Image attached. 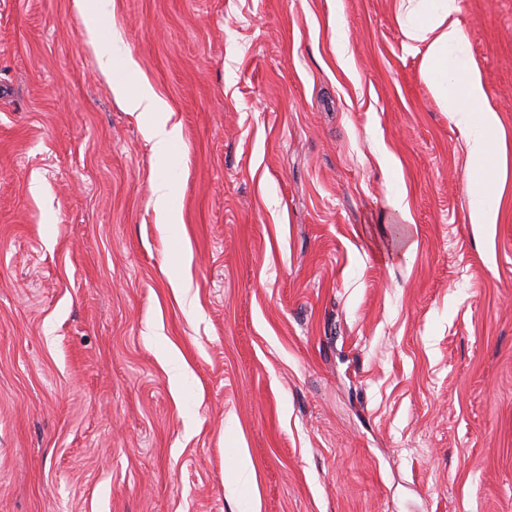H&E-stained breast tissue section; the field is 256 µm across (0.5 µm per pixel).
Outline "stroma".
<instances>
[{"mask_svg":"<svg viewBox=\"0 0 512 512\" xmlns=\"http://www.w3.org/2000/svg\"><path fill=\"white\" fill-rule=\"evenodd\" d=\"M458 6L491 225L400 0H0V512H512V0ZM101 63L107 70L122 68L126 72L125 80L114 87V92L123 96L129 112H140L152 116L146 126V133L159 156H166L180 139L178 124L171 122V111L164 100L153 89L133 75L127 58L117 53L112 41L101 50ZM174 194V187L166 180L156 182L152 188L154 208L161 222L165 224L176 223V217L171 209V199Z\"/></svg>","mask_w":512,"mask_h":512,"instance_id":"35a3bbf8","label":"stroma"}]
</instances>
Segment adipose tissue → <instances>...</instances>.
I'll list each match as a JSON object with an SVG mask.
<instances>
[{
	"label": "adipose tissue",
	"mask_w": 512,
	"mask_h": 512,
	"mask_svg": "<svg viewBox=\"0 0 512 512\" xmlns=\"http://www.w3.org/2000/svg\"><path fill=\"white\" fill-rule=\"evenodd\" d=\"M457 12V0H414L402 32L410 47L422 50L423 78L441 109L466 121L471 170L467 194L472 221L494 224L498 221L495 199L505 180L504 170L494 162L503 129L497 111L489 103L482 75L467 50ZM100 59L105 69L122 68L127 72L128 60L114 45L103 48ZM114 91L123 96L128 111L150 116L147 136L157 155H168L180 139V128L172 123L166 102L128 72Z\"/></svg>",
	"instance_id": "1"
}]
</instances>
